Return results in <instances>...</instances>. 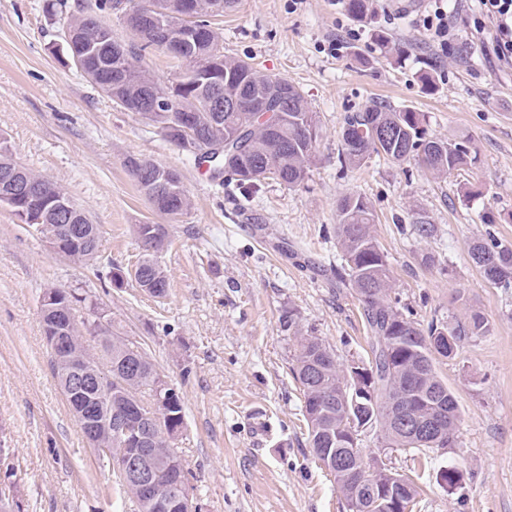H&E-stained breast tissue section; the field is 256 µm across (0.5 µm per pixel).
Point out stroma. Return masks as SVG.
<instances>
[{
	"label": "stroma",
	"mask_w": 512,
	"mask_h": 512,
	"mask_svg": "<svg viewBox=\"0 0 512 512\" xmlns=\"http://www.w3.org/2000/svg\"><path fill=\"white\" fill-rule=\"evenodd\" d=\"M48 2L0 0V137L19 165L60 186L98 225L101 247L95 261H68L0 207V447L15 453L9 482L19 512H137L88 446L52 371L39 316L51 286L97 299L113 334L135 341L181 391L176 446L202 512H347L309 448L285 320L294 315L339 360L365 357L357 302L336 285V203L349 193L372 203L400 310L423 325L477 311L492 327L435 362L457 400V448L417 459L382 449L371 432L362 448L419 478L414 512H512V287L492 285L471 258L487 235L512 242V66L489 46L493 26L475 33L472 0H457L450 14L446 55L413 24L427 0H390L388 15L357 40L346 36L356 18L331 0H237L225 10V54L294 83L322 128L303 184L270 179L246 200L64 66L50 50L61 25ZM331 39L343 42L339 56L325 49ZM375 100L422 113L430 136L466 141L470 162L445 178L377 155L340 167L345 115ZM131 157L178 170L190 210L166 222L130 175ZM418 212L431 237L416 235ZM164 222L172 244L157 261L166 297L113 285V266L143 258L135 225ZM448 467L464 474L451 491L437 482Z\"/></svg>",
	"instance_id": "35a3bbf8"
}]
</instances>
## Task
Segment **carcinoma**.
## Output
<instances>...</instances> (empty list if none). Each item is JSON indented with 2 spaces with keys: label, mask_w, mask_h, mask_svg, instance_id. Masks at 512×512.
I'll return each instance as SVG.
<instances>
[{
  "label": "carcinoma",
  "mask_w": 512,
  "mask_h": 512,
  "mask_svg": "<svg viewBox=\"0 0 512 512\" xmlns=\"http://www.w3.org/2000/svg\"><path fill=\"white\" fill-rule=\"evenodd\" d=\"M152 2L157 14L165 19L166 27L144 35L135 17H125L126 36L116 37L112 25L100 23L102 18L112 19L109 12L113 9V0L90 3L80 0L73 7L68 0H57L51 6V15L68 27L72 43H65L55 51L66 55L70 61L78 59L80 66L76 70L119 108H125L147 85L173 97V108L194 117L196 124L205 131L206 143L236 151L231 157L223 155L224 165L248 168L251 176L236 179L244 190L259 189L268 178L290 189L298 187L308 174L321 137L316 113L309 109L301 90L284 78L261 73L243 59L224 55V40L217 22L221 13L212 9L216 0H196L195 24L201 27L198 38L187 45L185 56L177 58L182 68L177 84L158 85L145 65L146 50L176 34L172 27L180 23L183 0ZM116 41L128 46L126 58L118 61L112 60V45ZM213 62L224 69V96L239 100L243 105L241 110L211 107V86L206 83L204 74L206 65ZM106 65L112 66L110 82L102 78ZM372 152L382 153L399 163L412 160L437 178L460 169L469 158V148L464 143L427 136L422 113L396 108L383 101H375L344 118L340 163L357 167ZM6 172H15L23 180L41 179L40 175L18 165L9 148L0 144V175ZM174 188L176 204L173 211L166 213L171 219L191 208L182 178H177ZM336 212V240L342 260L341 267L336 269V279L354 293L370 333L369 349L375 365L370 370V399L364 412L374 421L388 448L434 452L441 447H456L459 420L456 400L435 367L425 368L422 362L429 359L432 342L443 335L452 341L446 354L448 358L455 355L461 339L487 335L490 330L487 318L474 311L466 321L456 324L433 320L423 328L412 321L390 300L391 271L372 234L371 202L361 194H347L339 199ZM471 257L491 283L503 288L512 286L511 243H503L490 235L487 241L473 246ZM142 263L140 282L168 292V277L152 253L145 255ZM288 329L297 334L292 374L303 395L309 447L329 448L338 458L349 456L353 442L342 409L345 371L349 364L339 361L335 351L317 337L300 333L291 314ZM66 340L72 349L90 347L99 352L101 359L120 367L122 374L112 383V403L125 402L127 396L133 394L139 398L142 412L154 411V401L146 402L144 398L152 396L157 367L144 350H139L135 357L128 356L122 337L110 335L107 328L97 330L83 321L75 323ZM407 378L415 381L411 399L414 416L421 421L436 419L445 428L439 447L400 432L391 421L403 392L402 383ZM160 412L171 430L183 428L182 395H176ZM149 448L159 457L171 458L179 482H169V492L172 496L181 494L180 483L191 482L193 474L184 465L178 450L161 435L152 438ZM362 478L359 472L353 476L341 470L334 473L336 486L346 497L355 492ZM118 485L136 499L139 512H159L123 480H118Z\"/></svg>",
  "instance_id": "cac0c4a2"
}]
</instances>
